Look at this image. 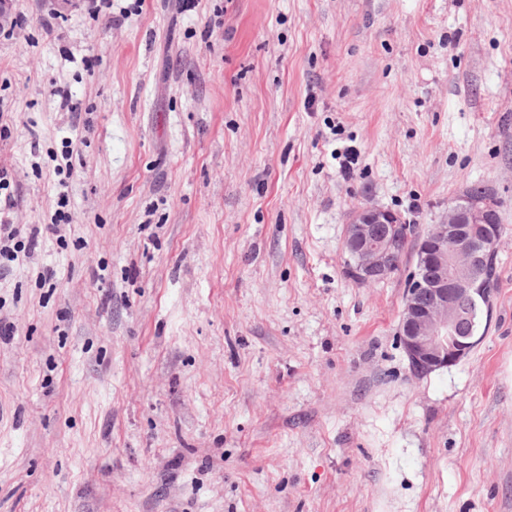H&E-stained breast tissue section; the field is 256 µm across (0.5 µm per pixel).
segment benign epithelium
<instances>
[{"instance_id": "1", "label": "benign epithelium", "mask_w": 512, "mask_h": 512, "mask_svg": "<svg viewBox=\"0 0 512 512\" xmlns=\"http://www.w3.org/2000/svg\"><path fill=\"white\" fill-rule=\"evenodd\" d=\"M495 206L463 195L448 206V215L417 237L415 270L405 296L399 342L418 376L453 365L481 340L462 326L489 312L486 288L501 235ZM415 232L388 209L359 207L346 226V270L359 285L393 276L401 239Z\"/></svg>"}]
</instances>
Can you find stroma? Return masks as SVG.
<instances>
[{"instance_id":"stroma-1","label":"stroma","mask_w":512,"mask_h":512,"mask_svg":"<svg viewBox=\"0 0 512 512\" xmlns=\"http://www.w3.org/2000/svg\"><path fill=\"white\" fill-rule=\"evenodd\" d=\"M13 11L0 167L39 235L0 280V512H512V0ZM475 187L492 317L417 377L406 277L352 282L346 224Z\"/></svg>"}]
</instances>
